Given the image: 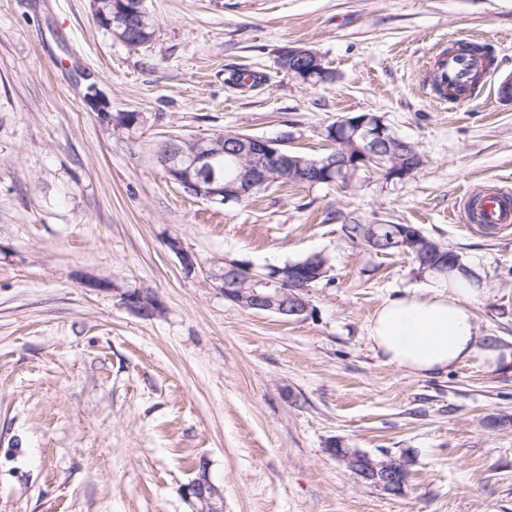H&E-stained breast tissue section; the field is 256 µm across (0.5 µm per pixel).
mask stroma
<instances>
[{
    "label": "stroma",
    "mask_w": 512,
    "mask_h": 512,
    "mask_svg": "<svg viewBox=\"0 0 512 512\" xmlns=\"http://www.w3.org/2000/svg\"><path fill=\"white\" fill-rule=\"evenodd\" d=\"M145 6L156 36L131 49L90 0H0V512H190L183 488L202 459L224 512H512V371L386 363L369 321L426 279L411 256L345 231L411 224L451 248L487 290L480 342L512 349V230L458 221L470 187L512 189L499 95L512 0ZM459 40L494 65L468 104L436 103L430 61ZM290 45L319 52L334 81L281 71ZM236 69L263 80L229 85ZM365 112L416 146L412 178L362 170L345 187L275 184L216 207L156 157L168 137L222 130L317 157L325 126ZM318 253L330 270L302 319L241 309L215 281L228 262L264 272ZM133 288L157 314L121 304ZM332 443L404 460V492L356 482ZM122 305L142 316H153L159 311L157 300L144 290H126L120 294Z\"/></svg>",
    "instance_id": "1"
}]
</instances>
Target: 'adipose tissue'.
Returning a JSON list of instances; mask_svg holds the SVG:
<instances>
[{"instance_id":"1","label":"adipose tissue","mask_w":512,"mask_h":512,"mask_svg":"<svg viewBox=\"0 0 512 512\" xmlns=\"http://www.w3.org/2000/svg\"><path fill=\"white\" fill-rule=\"evenodd\" d=\"M481 293L474 276L428 275L423 287L396 294L376 310L368 339L387 363L421 377L474 357L493 370L510 365L512 350L478 345L472 305Z\"/></svg>"}]
</instances>
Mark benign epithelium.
Here are the masks:
<instances>
[{"label": "benign epithelium", "mask_w": 512, "mask_h": 512, "mask_svg": "<svg viewBox=\"0 0 512 512\" xmlns=\"http://www.w3.org/2000/svg\"><path fill=\"white\" fill-rule=\"evenodd\" d=\"M96 19L112 32V37L129 48H137L143 38L153 40L155 33H141L150 13L145 0H109L106 6L94 3ZM279 68L289 76L314 85L326 77L322 56L306 47H285L278 54ZM182 137L167 139V152L159 163L167 178L195 198L210 204L238 203L252 196L278 178H290L306 184H350L357 172H377L387 183L403 182L422 166L415 146L399 139L384 119L375 113L345 118L330 129L329 141L336 147L332 154L320 158L293 155L279 140L237 135L227 144L224 154L238 163V175L224 182L214 168L217 156L213 139L193 137V148L185 152ZM392 247L403 254L419 255L425 251L443 253V248L413 227L401 226L394 234ZM326 265L311 256L289 262L266 272L249 273L234 263L224 264L222 288L224 298L244 310L267 311L287 318H300L309 310L306 296L310 284L328 276ZM127 309L142 316L159 311L157 300L141 289L120 294ZM327 453L336 458L359 483L377 487L390 494L405 490L408 479L406 464L388 453L373 456L356 448H338L331 444ZM183 494L190 512H224V491L210 477L207 462L199 464L195 476L185 484Z\"/></svg>", "instance_id": "obj_1"}]
</instances>
